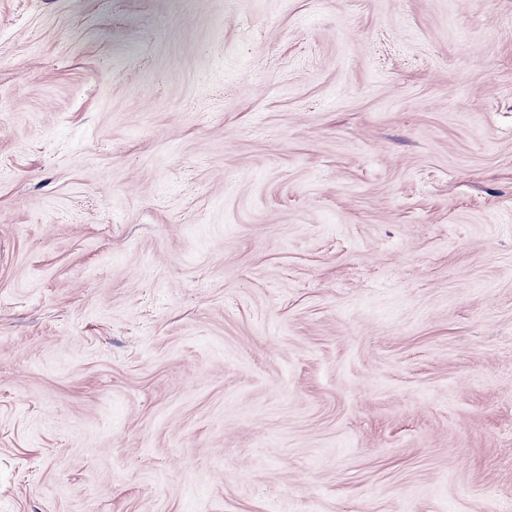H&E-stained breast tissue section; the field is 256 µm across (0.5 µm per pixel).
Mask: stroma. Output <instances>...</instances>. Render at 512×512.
I'll return each instance as SVG.
<instances>
[{
	"mask_svg": "<svg viewBox=\"0 0 512 512\" xmlns=\"http://www.w3.org/2000/svg\"><path fill=\"white\" fill-rule=\"evenodd\" d=\"M0 512H512V0H0Z\"/></svg>",
	"mask_w": 512,
	"mask_h": 512,
	"instance_id": "obj_1",
	"label": "stroma"
}]
</instances>
